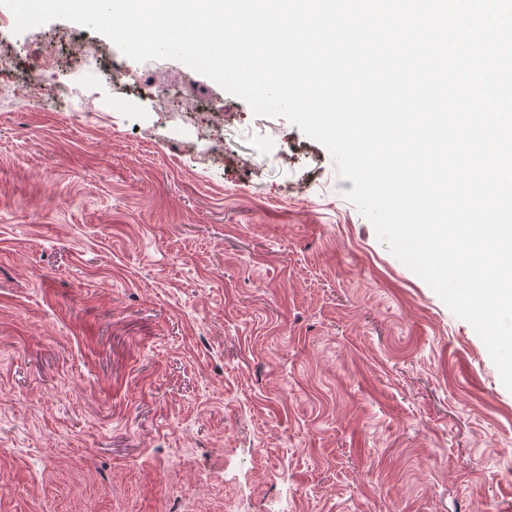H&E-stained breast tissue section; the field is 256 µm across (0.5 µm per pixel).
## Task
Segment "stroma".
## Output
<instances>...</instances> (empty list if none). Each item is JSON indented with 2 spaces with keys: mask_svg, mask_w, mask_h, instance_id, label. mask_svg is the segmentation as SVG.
<instances>
[{
  "mask_svg": "<svg viewBox=\"0 0 512 512\" xmlns=\"http://www.w3.org/2000/svg\"><path fill=\"white\" fill-rule=\"evenodd\" d=\"M0 51L83 39L55 19ZM234 152L0 92V512H512V391L327 149L181 61Z\"/></svg>",
  "mask_w": 512,
  "mask_h": 512,
  "instance_id": "obj_1",
  "label": "stroma"
}]
</instances>
